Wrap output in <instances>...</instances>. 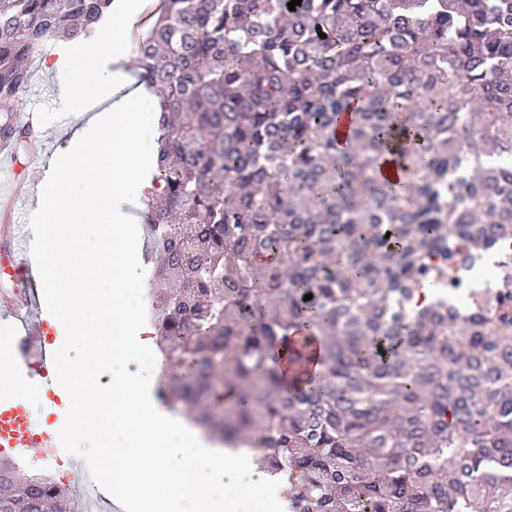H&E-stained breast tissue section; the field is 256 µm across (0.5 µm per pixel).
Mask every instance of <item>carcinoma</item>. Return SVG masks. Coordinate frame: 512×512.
Returning <instances> with one entry per match:
<instances>
[{
  "instance_id": "carcinoma-1",
  "label": "carcinoma",
  "mask_w": 512,
  "mask_h": 512,
  "mask_svg": "<svg viewBox=\"0 0 512 512\" xmlns=\"http://www.w3.org/2000/svg\"><path fill=\"white\" fill-rule=\"evenodd\" d=\"M111 2L0 0L1 139L29 148L27 62ZM289 2L163 0L137 44L164 400L288 512H512V252L494 299L439 291L512 241V0ZM71 499L0 462V512Z\"/></svg>"
}]
</instances>
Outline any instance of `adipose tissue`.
Wrapping results in <instances>:
<instances>
[{"label": "adipose tissue", "instance_id": "obj_1", "mask_svg": "<svg viewBox=\"0 0 512 512\" xmlns=\"http://www.w3.org/2000/svg\"><path fill=\"white\" fill-rule=\"evenodd\" d=\"M140 5L112 0L98 38L43 61L66 111L82 119L57 145L34 211L47 255L44 297L70 335L60 376L72 396L73 435L99 451L114 502H138L141 512H252L254 496L278 492L266 473L146 396L165 364L150 379L131 369L140 352L158 351L154 329L123 299L141 286L126 209L148 175L161 100L126 67V26ZM102 101L108 109L96 111Z\"/></svg>", "mask_w": 512, "mask_h": 512}]
</instances>
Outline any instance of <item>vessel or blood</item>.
Instances as JSON below:
<instances>
[{
	"label": "vessel or blood",
	"mask_w": 512,
	"mask_h": 512,
	"mask_svg": "<svg viewBox=\"0 0 512 512\" xmlns=\"http://www.w3.org/2000/svg\"><path fill=\"white\" fill-rule=\"evenodd\" d=\"M0 234L7 235L11 247L0 254V277L10 285L0 289V327L9 330L0 336V349H8L11 372L20 388H33L43 400L31 403L19 390H0V453L18 459L39 457L44 451L61 456L71 429L70 418L61 414L62 384L56 374L58 354L47 345L43 329L50 311L43 303L30 276L36 264L32 249V227L5 224ZM85 465H76L74 485L80 494L90 495L102 512H114L115 506L101 488H89Z\"/></svg>",
	"instance_id": "1"
}]
</instances>
